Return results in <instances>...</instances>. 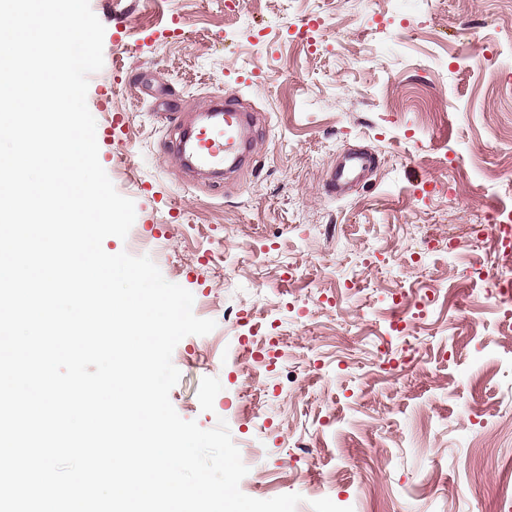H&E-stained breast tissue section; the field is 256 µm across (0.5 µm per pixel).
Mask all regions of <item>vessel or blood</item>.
<instances>
[{
	"label": "vessel or blood",
	"mask_w": 512,
	"mask_h": 512,
	"mask_svg": "<svg viewBox=\"0 0 512 512\" xmlns=\"http://www.w3.org/2000/svg\"><path fill=\"white\" fill-rule=\"evenodd\" d=\"M252 117L235 100H218L184 125L175 152L191 171L211 180L241 169L251 159L248 135Z\"/></svg>",
	"instance_id": "vessel-or-blood-1"
}]
</instances>
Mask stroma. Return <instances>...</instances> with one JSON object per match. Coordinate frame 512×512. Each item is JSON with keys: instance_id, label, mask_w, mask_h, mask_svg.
<instances>
[{"instance_id": "obj_1", "label": "stroma", "mask_w": 512, "mask_h": 512, "mask_svg": "<svg viewBox=\"0 0 512 512\" xmlns=\"http://www.w3.org/2000/svg\"><path fill=\"white\" fill-rule=\"evenodd\" d=\"M99 161L126 239L215 329L176 346L170 401L225 420L256 499L296 512H512V310L490 241L512 211V0H90ZM235 99L254 160L189 176L165 117ZM122 131L111 132L113 114ZM374 163L345 193L339 155Z\"/></svg>"}]
</instances>
